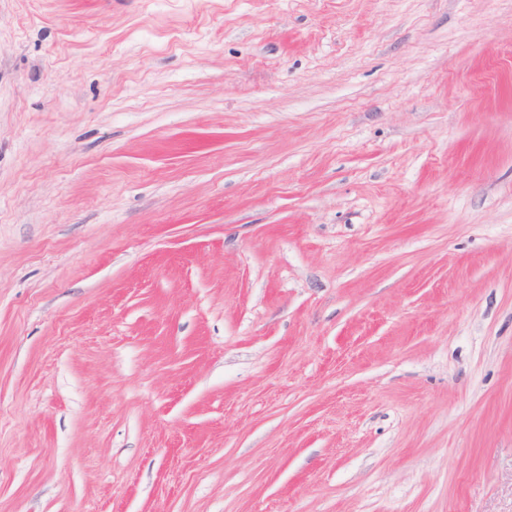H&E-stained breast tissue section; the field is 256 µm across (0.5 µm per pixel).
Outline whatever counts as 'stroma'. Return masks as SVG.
<instances>
[{"label":"stroma","instance_id":"35a3bbf8","mask_svg":"<svg viewBox=\"0 0 512 512\" xmlns=\"http://www.w3.org/2000/svg\"><path fill=\"white\" fill-rule=\"evenodd\" d=\"M0 512H512V0H0Z\"/></svg>","mask_w":512,"mask_h":512}]
</instances>
